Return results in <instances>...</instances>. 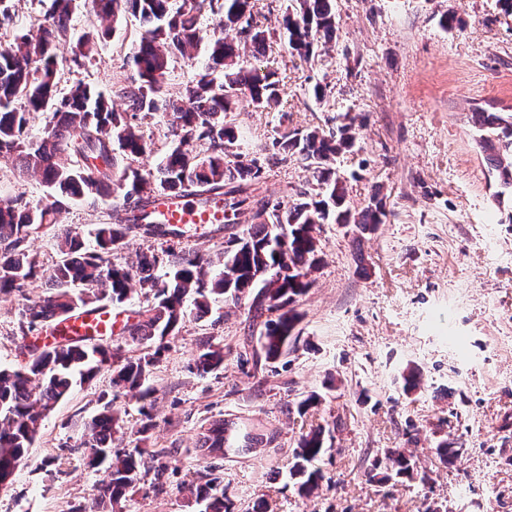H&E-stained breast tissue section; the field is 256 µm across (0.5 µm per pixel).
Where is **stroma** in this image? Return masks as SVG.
<instances>
[{"instance_id": "1", "label": "stroma", "mask_w": 512, "mask_h": 512, "mask_svg": "<svg viewBox=\"0 0 512 512\" xmlns=\"http://www.w3.org/2000/svg\"><path fill=\"white\" fill-rule=\"evenodd\" d=\"M288 0H255L256 19L273 33L262 65L284 89L280 111L255 110L241 95L228 121L243 158L266 155L287 129L328 128L351 118L353 150L337 165L350 203L362 208L382 186L390 223L371 235L324 225L323 263L296 302L298 348L270 368L244 360L262 325L246 309L215 304L188 318L148 380L156 426L149 450H165L163 479L144 475L121 512H197L189 486L219 469L239 512L265 500L270 512H512V192L502 190L477 143L475 109L512 108V17L495 0H335L336 39L307 61L290 53L280 27ZM453 15L461 24L445 29ZM141 30L126 16L72 73L102 92ZM326 88L317 100L315 84ZM312 173L296 159L267 170L264 195L286 202ZM111 201L69 202L59 221L83 236L102 223ZM495 234V249L485 245ZM41 281L0 295V365L31 358L19 311ZM224 347V366L205 376L190 360L201 341ZM422 372L404 393L406 366ZM110 375L75 380L43 421L27 461L0 487V512H69L89 506L105 472L89 467L84 423L110 391ZM322 401L307 415L295 404ZM248 425L258 441L222 459L196 441L215 419ZM327 425L316 463L318 493L300 496L288 476L299 436ZM449 435L459 456L443 466L436 437ZM389 448L405 449L428 483L383 480ZM162 489H155V481Z\"/></svg>"}]
</instances>
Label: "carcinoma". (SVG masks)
Masks as SVG:
<instances>
[{
  "mask_svg": "<svg viewBox=\"0 0 512 512\" xmlns=\"http://www.w3.org/2000/svg\"><path fill=\"white\" fill-rule=\"evenodd\" d=\"M334 0H289L280 22L289 50L309 60L319 43L336 35ZM92 10L117 28L126 15L139 20V40L124 57L126 77L112 84V95L126 109L114 110L105 96L78 81L61 88L62 73L55 48L66 36L74 0H52L48 14L30 36L0 48V158L11 162L21 177L41 176L48 188L46 201L30 205L24 195L0 201V293L19 291L42 278L44 293L28 301L21 312L22 335L76 312L91 314L104 304L128 301L133 286L145 306L125 325L132 342L143 350L135 358L112 352L102 339L65 333L32 355L20 370L0 367V481L13 478L28 456L40 422L55 404L67 397L74 376L93 379L101 370L111 372L114 395L136 392L142 419L134 430L135 442L148 440L154 427L151 391L145 387L164 340L175 335L188 317L192 302L196 318L216 301L247 308L259 317L267 314L260 332L256 359L275 364L296 350L302 320L297 298L313 284L311 275L323 261L320 232L324 224L352 227L363 235L393 216L380 192L371 194L359 210L351 208L346 178L334 164L356 140L353 123L328 129L286 130L274 138L273 153L245 161L235 151L236 137L227 126V114L237 109L239 94L248 93L254 107L268 112L282 104L284 90L276 73L240 61L239 44L263 53L270 31L255 21L253 0H90ZM215 17L219 32L208 42V62L174 97L165 90L172 63L191 61L202 41L199 19ZM233 30L236 40L221 32ZM100 35L85 34L72 49L69 69H80L94 56ZM51 113L43 134L28 135L30 116ZM168 118L172 144L160 157L156 172L134 167L141 157L157 153L155 141L143 125L158 115ZM481 131L479 144L504 189H512V113H473ZM197 141L209 144V154H193ZM298 157L312 172V181L294 192L288 205L257 194L266 169L278 161ZM157 193H190L224 200V223L233 224L249 214L252 224L243 235L224 239L218 260L181 246L185 230L154 223L146 211ZM113 199L108 221L96 225L93 241L69 227L57 232L59 260L50 268L40 264L29 248L39 226L56 223L65 202ZM133 239L148 243L135 259L111 261L114 253ZM224 366V347L201 344L189 368L205 376ZM120 417L113 400L102 402L86 424L87 464H107V480L96 488L93 510L117 512L126 493L161 453L146 454L135 447L113 449ZM322 425L300 436L288 462L289 478L304 496L319 488L322 475L314 462L325 451ZM258 438L247 427L213 420L201 427L198 447L206 455H226L250 448ZM436 454L448 466L458 449L448 447V435L437 442ZM384 458L397 477L416 476L423 484L427 471L414 472L402 448H388ZM200 512H235V504L214 476L195 487Z\"/></svg>",
  "mask_w": 512,
  "mask_h": 512,
  "instance_id": "cac0c4a2",
  "label": "carcinoma"
}]
</instances>
